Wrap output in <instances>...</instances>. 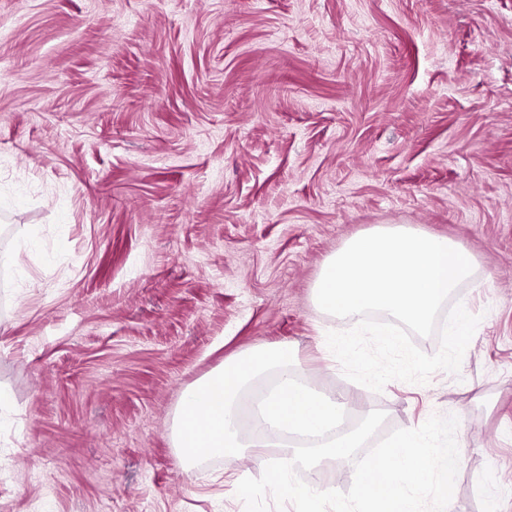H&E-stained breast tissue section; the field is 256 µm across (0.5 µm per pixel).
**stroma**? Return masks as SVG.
<instances>
[{
    "instance_id": "35a3bbf8",
    "label": "stroma",
    "mask_w": 512,
    "mask_h": 512,
    "mask_svg": "<svg viewBox=\"0 0 512 512\" xmlns=\"http://www.w3.org/2000/svg\"><path fill=\"white\" fill-rule=\"evenodd\" d=\"M383 224L480 322L377 393L312 285ZM282 344L382 433L456 415L449 512H512V0H0V512H245L280 449L189 467L172 417Z\"/></svg>"
}]
</instances>
